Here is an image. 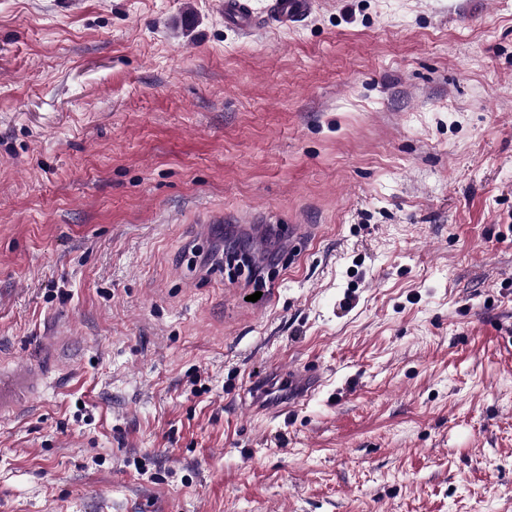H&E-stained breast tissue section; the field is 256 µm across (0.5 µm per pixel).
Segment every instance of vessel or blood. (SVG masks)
<instances>
[{
  "instance_id": "b4317fda",
  "label": "vessel or blood",
  "mask_w": 512,
  "mask_h": 512,
  "mask_svg": "<svg viewBox=\"0 0 512 512\" xmlns=\"http://www.w3.org/2000/svg\"><path fill=\"white\" fill-rule=\"evenodd\" d=\"M315 0H268L263 15H256L248 0H222L226 24L246 32L261 24L270 29L288 28L306 19ZM57 363L54 342L45 343L41 353L24 365L0 367V416H14L43 391Z\"/></svg>"
}]
</instances>
